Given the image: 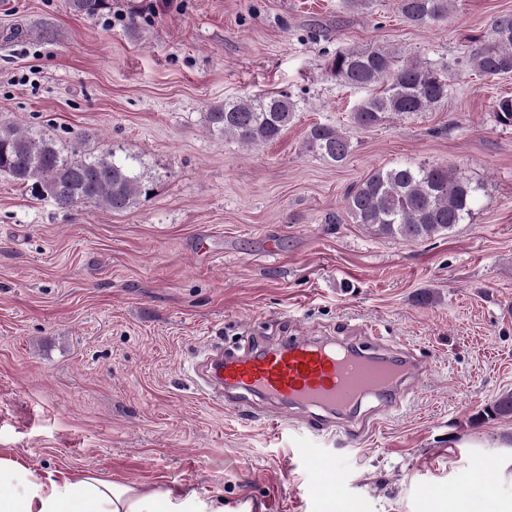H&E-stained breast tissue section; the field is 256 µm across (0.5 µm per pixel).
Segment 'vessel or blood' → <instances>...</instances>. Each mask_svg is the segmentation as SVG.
<instances>
[{
	"label": "vessel or blood",
	"mask_w": 512,
	"mask_h": 512,
	"mask_svg": "<svg viewBox=\"0 0 512 512\" xmlns=\"http://www.w3.org/2000/svg\"><path fill=\"white\" fill-rule=\"evenodd\" d=\"M425 373L411 355L367 352L351 340L323 336H295L241 353L215 346L197 369L206 394L224 407L246 413L272 407L268 421L279 434L297 410L307 412L306 427L321 434L361 431L365 399L397 410L402 388ZM309 469L322 493H334L335 462L313 458Z\"/></svg>",
	"instance_id": "obj_1"
}]
</instances>
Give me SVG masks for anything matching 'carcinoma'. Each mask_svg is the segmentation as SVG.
<instances>
[{
  "instance_id": "obj_1",
  "label": "carcinoma",
  "mask_w": 512,
  "mask_h": 512,
  "mask_svg": "<svg viewBox=\"0 0 512 512\" xmlns=\"http://www.w3.org/2000/svg\"><path fill=\"white\" fill-rule=\"evenodd\" d=\"M450 0H396L403 19L429 26L448 14ZM110 0H66L67 8L94 18ZM458 66L482 77L512 74V14L492 23V42L458 60ZM329 73L341 84L378 89L353 112L360 130L387 119L427 112L448 100V75L434 63L402 62L386 48L336 54ZM299 100L270 93L226 100L211 108L210 131L253 145L279 139L299 111ZM497 123L512 127V97L490 102ZM308 150L333 162H344L353 150L351 138L337 127L315 123L306 135ZM0 175L26 186L59 209L92 204L114 213L134 208L152 190L153 175L138 155L119 158L111 148L87 152L79 145L65 150L52 137L34 136L16 126L0 125ZM481 186L444 165H397L379 168L351 188L345 209L354 223L387 238L418 240L443 234L470 219ZM485 414L512 415V392L501 395Z\"/></svg>"
}]
</instances>
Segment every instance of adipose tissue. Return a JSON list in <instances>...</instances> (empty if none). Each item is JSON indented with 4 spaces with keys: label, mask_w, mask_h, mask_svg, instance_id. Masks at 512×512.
Returning a JSON list of instances; mask_svg holds the SVG:
<instances>
[{
    "label": "adipose tissue",
    "mask_w": 512,
    "mask_h": 512,
    "mask_svg": "<svg viewBox=\"0 0 512 512\" xmlns=\"http://www.w3.org/2000/svg\"><path fill=\"white\" fill-rule=\"evenodd\" d=\"M0 512H224V502L194 491L145 490L94 475L39 477L0 457ZM448 512H512V499L470 486L448 495Z\"/></svg>",
    "instance_id": "adipose-tissue-1"
}]
</instances>
